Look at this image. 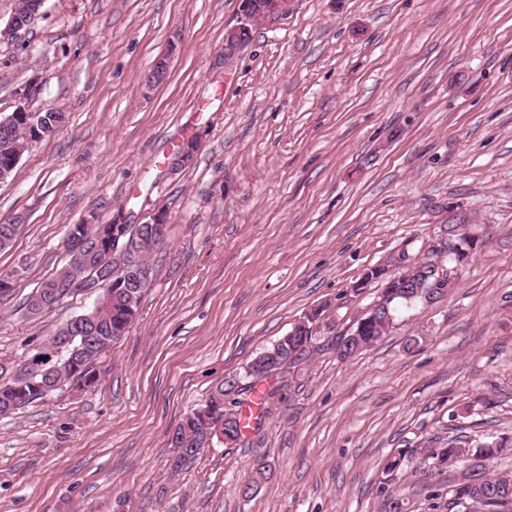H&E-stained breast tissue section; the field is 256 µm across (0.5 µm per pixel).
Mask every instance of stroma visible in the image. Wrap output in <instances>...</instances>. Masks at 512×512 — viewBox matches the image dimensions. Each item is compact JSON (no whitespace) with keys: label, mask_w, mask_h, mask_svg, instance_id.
<instances>
[{"label":"stroma","mask_w":512,"mask_h":512,"mask_svg":"<svg viewBox=\"0 0 512 512\" xmlns=\"http://www.w3.org/2000/svg\"><path fill=\"white\" fill-rule=\"evenodd\" d=\"M240 0H44L18 52L0 34V113L66 122L0 183L20 228L0 269V358L16 360L93 296L29 314L69 225L169 210L156 278L92 392L0 416V512H384L386 461L448 437L512 435V0H288L231 68ZM167 57L163 82L148 77ZM196 138L192 162L168 158ZM465 212L482 241L441 299L365 351L319 356L258 429L174 468L168 439L224 377L330 303L342 335L375 299L351 287L423 256ZM263 477L244 491L257 468ZM392 493L448 512V476L411 460Z\"/></svg>","instance_id":"stroma-1"}]
</instances>
